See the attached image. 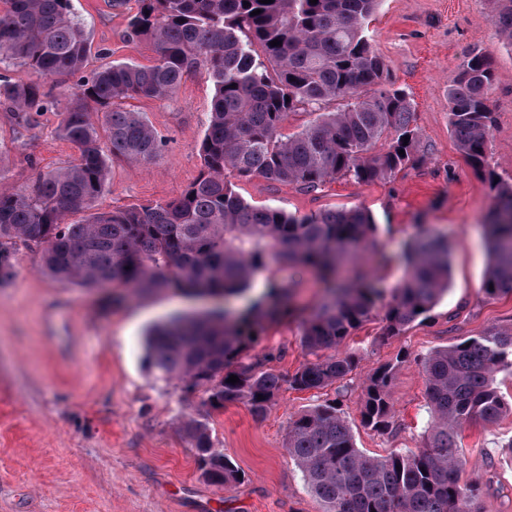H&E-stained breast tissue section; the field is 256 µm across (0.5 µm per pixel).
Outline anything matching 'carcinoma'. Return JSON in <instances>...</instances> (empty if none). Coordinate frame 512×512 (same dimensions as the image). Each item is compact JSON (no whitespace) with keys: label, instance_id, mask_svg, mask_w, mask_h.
<instances>
[{"label":"carcinoma","instance_id":"1","mask_svg":"<svg viewBox=\"0 0 512 512\" xmlns=\"http://www.w3.org/2000/svg\"><path fill=\"white\" fill-rule=\"evenodd\" d=\"M5 2L0 70L78 80L55 97L36 83L0 75V109L25 121L30 112L62 105L57 135L78 156L37 171L21 190L7 186L0 171V283L14 275L19 243L41 247L45 270L61 284L110 282L141 293L241 295L256 276L303 264L317 271L323 288L322 303L302 320L301 344L316 361L282 374L248 358L263 321L290 314L283 289L271 285L242 310L187 314L154 326L146 338L148 362L189 389L204 388L211 408L244 401L257 417L284 387L320 390L352 373L355 356L336 348L369 317L379 296L355 277L340 278L338 270L368 249L372 216L362 210L296 216L255 207L238 195L235 181L259 177L311 193L337 179L370 183L424 163L412 104L401 91L383 87L385 65L366 36L379 0H136L127 34L146 42L153 63L114 62L89 74V32L72 15L70 0ZM492 2L494 25L512 46V0ZM257 9L261 13L251 15ZM275 39L282 45H271ZM198 68L214 85L199 176L176 199L94 211L112 163L148 165L163 146L148 120L117 101L169 100ZM492 80L488 57L474 49L447 89L457 147L474 172L488 176ZM333 102L339 108L326 110ZM301 109L312 119L284 133L290 114ZM94 112L103 116L105 143ZM493 191L483 282L490 298L512 292V184ZM80 211L89 212L85 222L68 221ZM408 261L409 275L385 313L387 336L425 317L450 283V252L442 241L415 240ZM396 369L383 367L366 387V426H392ZM422 371L430 420L415 450L365 454L334 400L290 418L285 448L324 512H477L478 486L459 479L458 435L464 425L493 423L509 408L495 381L497 373L512 371V329H490L437 349L422 360ZM232 375L239 382H227ZM183 429L206 480L240 482L239 469L214 448L206 422L190 417Z\"/></svg>","mask_w":512,"mask_h":512}]
</instances>
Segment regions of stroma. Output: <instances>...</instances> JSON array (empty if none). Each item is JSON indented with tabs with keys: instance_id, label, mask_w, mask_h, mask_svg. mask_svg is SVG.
Masks as SVG:
<instances>
[{
	"instance_id": "1",
	"label": "stroma",
	"mask_w": 512,
	"mask_h": 512,
	"mask_svg": "<svg viewBox=\"0 0 512 512\" xmlns=\"http://www.w3.org/2000/svg\"><path fill=\"white\" fill-rule=\"evenodd\" d=\"M136 8V0L120 7L111 0H71L92 41L87 70L112 61L151 63L147 45L126 35ZM492 15L490 0L378 4L368 35L388 85L414 103L426 153L421 166L371 183L339 179L312 194L260 178L236 183L238 194L256 206L296 215L359 208L373 216L377 229L359 264L381 305L341 346L358 361L346 390L284 389L261 417L242 401L211 410L203 390L187 392L146 362L147 329L187 308L183 293L64 286L42 269L39 249L20 248L13 280L0 286V512H323L284 440L291 417L332 399L339 400L364 453L385 456L420 445L428 419L422 360L488 329L512 328V294L490 298L482 290L493 191L460 154L448 126V81L469 52L483 50L493 71L488 104L496 119L487 160L497 180L512 182V48L499 39ZM213 95L200 69L171 100H125L124 108L143 113L165 146L145 167L113 163L97 210L179 197L200 173L199 145ZM58 122L55 108L32 113L25 124L0 111V169L11 186L26 188L35 168L76 159V150L56 134ZM424 232L448 241L450 285L424 320L384 336L383 306L406 275L408 245ZM271 281L301 313L321 301L310 267L275 268L251 283L250 296L261 295ZM118 293L123 300L116 304ZM250 354L289 374L312 359L294 317L267 326ZM393 363V424L377 431L361 420V397L370 377ZM190 416L207 422L215 447L241 471L240 483L220 486L202 477L181 428ZM511 440L512 411L494 424L462 430L460 478L479 483L481 512H512V455L505 448Z\"/></svg>"
}]
</instances>
